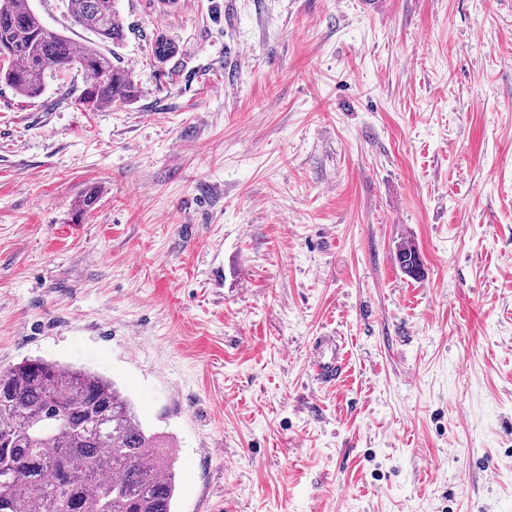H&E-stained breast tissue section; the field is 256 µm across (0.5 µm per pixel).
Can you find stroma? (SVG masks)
Instances as JSON below:
<instances>
[{
	"label": "stroma",
	"instance_id": "1",
	"mask_svg": "<svg viewBox=\"0 0 512 512\" xmlns=\"http://www.w3.org/2000/svg\"><path fill=\"white\" fill-rule=\"evenodd\" d=\"M118 7L132 100L0 85V369L112 380L173 512H512V0ZM396 261L400 270L412 277L421 278V259L416 245L410 241L405 240L398 244L396 250ZM311 374L321 389L332 388L346 372L342 346L334 336L316 337L310 361Z\"/></svg>",
	"mask_w": 512,
	"mask_h": 512
}]
</instances>
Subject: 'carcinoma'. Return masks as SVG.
I'll return each mask as SVG.
<instances>
[{"instance_id":"obj_1","label":"carcinoma","mask_w":512,"mask_h":512,"mask_svg":"<svg viewBox=\"0 0 512 512\" xmlns=\"http://www.w3.org/2000/svg\"><path fill=\"white\" fill-rule=\"evenodd\" d=\"M94 36L78 45L47 29L29 0H0V83L40 97L47 72L80 67V103L93 109L134 95L119 57L126 30L116 0H64ZM400 270L421 278L416 245L398 244ZM174 462L162 436L146 430L114 382L41 359L0 370V512H172Z\"/></svg>"}]
</instances>
